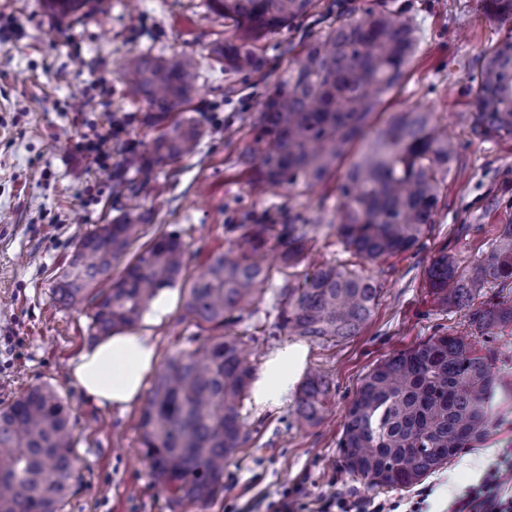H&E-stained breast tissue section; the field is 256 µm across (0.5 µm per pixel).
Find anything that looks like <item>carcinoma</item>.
Segmentation results:
<instances>
[{"label":"carcinoma","mask_w":512,"mask_h":512,"mask_svg":"<svg viewBox=\"0 0 512 512\" xmlns=\"http://www.w3.org/2000/svg\"><path fill=\"white\" fill-rule=\"evenodd\" d=\"M81 2L44 0L53 13H74ZM318 2L209 0L233 29L212 51L224 60V71L257 74L265 67L260 38L310 18ZM486 9L507 35L481 52L471 77L472 131L488 140H511L512 0H486ZM418 47L416 26L404 10L383 3L356 16L336 6L323 26L306 33L300 54L277 77L256 118L254 137L239 154L253 190L265 193L323 182L355 142H364L336 186V213L343 243L365 260L421 245L456 157L453 139L431 112H391L382 125L371 124ZM124 72L132 92L147 104L146 119L155 123L183 109L196 80L194 60L184 54L129 55ZM199 134L192 119L162 132L145 156L127 149L134 176L118 170L112 181V195L125 200L121 213L77 241L53 292L65 307L92 298L96 335L135 327L159 292L181 278L185 243L163 230L135 251L115 279L112 269L149 222L136 200L157 167L191 155ZM315 228L300 212L288 213L281 224L246 213L240 223L224 225L238 234V249L212 254L206 270L192 278L183 318L217 335L163 363L137 423L153 480L174 505L203 504L224 493L226 466L249 444L242 410L254 367L244 337L231 327L260 300L270 280L271 238L282 246L287 270L310 249ZM427 280L440 305L465 309L484 340L433 336L365 376L347 411L339 448L346 466L371 486L420 482L483 440L494 424L488 342L512 334V300L476 299L486 285L512 281V224L500 227L489 253L474 267L463 269L443 253L429 267ZM379 293L372 276L332 263L301 275L287 272L273 330L313 344L339 342L369 320ZM329 393L326 377L310 373L296 399L298 422H316ZM77 464L69 409L52 387L35 385L0 404V512H62Z\"/></svg>","instance_id":"1"}]
</instances>
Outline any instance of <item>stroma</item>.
Here are the masks:
<instances>
[{
	"label": "stroma",
	"mask_w": 512,
	"mask_h": 512,
	"mask_svg": "<svg viewBox=\"0 0 512 512\" xmlns=\"http://www.w3.org/2000/svg\"><path fill=\"white\" fill-rule=\"evenodd\" d=\"M406 8L420 38L412 66L381 105L382 111L425 107L457 142V155L421 248L367 262L340 243L335 181L312 191L281 188L258 197L238 151L251 136L262 94L301 48L298 31L258 43L267 65L243 78L225 73L212 48L231 33L208 0H85L73 14L54 15L43 0H0V399L34 384L54 386L76 424L80 470L63 512H273L284 490L300 487L304 512H316L331 493L396 503L407 512L426 498L430 512H448L456 492L477 484L503 449L512 448V399H495L494 433L462 449L420 483L374 488L345 466L337 446L345 414L366 373L394 352L442 332L469 334L463 310L442 309L426 285L427 270L441 254L469 266L486 256L504 224H512V140L484 141L470 130L471 77L483 49L504 37L483 0H387ZM187 54L197 68L196 93L184 117L201 122L194 154L157 170L140 200L157 228L180 234L187 246L185 279L213 253L236 246L224 227L242 214L280 221L300 212L314 222L313 257L366 271L382 286L368 322L333 346L308 345L306 370L322 368L332 380L329 410L319 423H294V402L260 412L245 406L252 443L224 473V492L205 505L174 508L155 485L139 453L141 405L119 411L88 401L71 381L68 366L95 344L92 302L62 308L52 288L78 236L118 214L112 175L124 165L122 144L145 151L159 135L144 125L147 107L128 87L121 60L129 53ZM237 89L225 99L226 86ZM117 135L105 165H89L77 148L106 132ZM273 285L235 331L254 337V359L263 362L288 343L271 334L277 309ZM174 304L149 327L160 356L198 347L206 333L180 322L184 288H172Z\"/></svg>",
	"instance_id": "1"
}]
</instances>
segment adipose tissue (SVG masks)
<instances>
[{
	"label": "adipose tissue",
	"mask_w": 512,
	"mask_h": 512,
	"mask_svg": "<svg viewBox=\"0 0 512 512\" xmlns=\"http://www.w3.org/2000/svg\"><path fill=\"white\" fill-rule=\"evenodd\" d=\"M306 358L305 347L296 343L272 352L252 381L254 406L264 410L286 402ZM157 363L151 337L136 331L117 332L71 362L70 376L98 406L124 409L141 400L145 382Z\"/></svg>",
	"instance_id": "adipose-tissue-1"
}]
</instances>
